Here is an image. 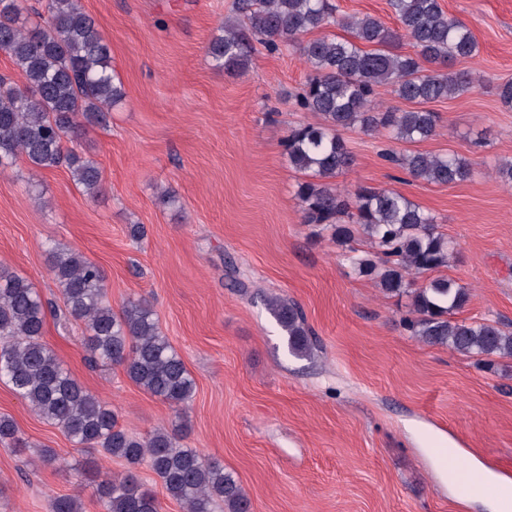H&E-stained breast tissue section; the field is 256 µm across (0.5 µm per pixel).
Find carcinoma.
<instances>
[{
	"label": "carcinoma",
	"instance_id": "1",
	"mask_svg": "<svg viewBox=\"0 0 512 512\" xmlns=\"http://www.w3.org/2000/svg\"><path fill=\"white\" fill-rule=\"evenodd\" d=\"M390 6L395 29L376 17L340 15L331 0H236L244 23L224 24L207 54L231 73L248 65L256 38L274 51L331 24L350 33L348 38L325 35L301 44L310 75L299 102L320 119L294 128L287 143L291 166L307 177L296 190L303 223L330 232L359 273L376 278L384 292L411 294L416 318L407 320L406 327L412 335L490 366L496 358L512 357V328L497 320L454 318L469 293L451 279L432 276L448 266L454 251L434 216L392 190L359 186L348 192L331 183L353 162L339 134L342 129L382 131L404 143L436 133L437 113L384 110L374 100L377 86L390 85L397 97L419 104L445 100L473 86L470 72L451 70L453 60L478 54L463 22L448 17L439 0H391ZM23 10L22 0H0V50L26 80L21 90L0 77V168L20 158L38 170L64 166L82 192L95 198L102 190L99 165L67 143L90 127L106 129L108 112L125 97L112 69L109 42L80 0H44L43 11L35 12L38 21L29 26L21 21ZM403 38L411 41L414 54L396 51ZM382 157L429 184H455L473 175L472 164L454 152L390 151ZM360 234L377 248L374 255L361 254L354 246ZM46 252L66 317L85 327L89 358L123 367L144 391L183 410L195 381L159 331L150 303L129 300L116 312L96 263L60 243L49 244ZM423 274L430 278L415 284L413 276ZM268 309L286 337L288 352L310 355L312 331L300 306L273 299ZM45 317L33 284L0 267V382L41 419L60 428L74 446L126 463L123 475L94 483L104 512H160L158 499L138 480L142 465L184 512H251V498L234 474L181 444L177 430L157 428L138 436L120 426L112 407L65 370L42 341ZM0 442L27 447L6 415H0ZM53 509L82 512V501L76 495L59 496Z\"/></svg>",
	"mask_w": 512,
	"mask_h": 512
}]
</instances>
